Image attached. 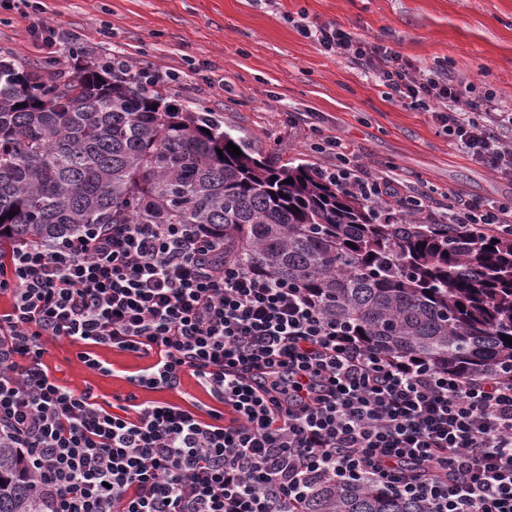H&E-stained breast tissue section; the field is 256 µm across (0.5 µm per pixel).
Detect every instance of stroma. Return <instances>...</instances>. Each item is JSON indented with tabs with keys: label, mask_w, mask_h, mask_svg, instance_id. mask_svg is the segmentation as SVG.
<instances>
[{
	"label": "stroma",
	"mask_w": 512,
	"mask_h": 512,
	"mask_svg": "<svg viewBox=\"0 0 512 512\" xmlns=\"http://www.w3.org/2000/svg\"><path fill=\"white\" fill-rule=\"evenodd\" d=\"M55 31L53 53L36 52L21 15ZM333 23L382 42L420 67L465 76L472 95L512 104V0H0V55L31 67L93 62L119 49L131 67L176 74L162 92L222 117L233 135L277 164L330 168L324 139L335 137L399 194L426 196L424 222L447 221L448 196L512 197V180L451 145L430 113L391 100L351 62L323 51L296 27L300 17ZM79 345L46 343L43 361L71 387L91 389L101 406L135 394L137 403L213 406L193 376L179 389H132L146 359L97 347L103 375L78 360Z\"/></svg>",
	"instance_id": "35a3bbf8"
}]
</instances>
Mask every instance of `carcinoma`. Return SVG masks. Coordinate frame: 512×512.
Returning a JSON list of instances; mask_svg holds the SVG:
<instances>
[{"mask_svg":"<svg viewBox=\"0 0 512 512\" xmlns=\"http://www.w3.org/2000/svg\"><path fill=\"white\" fill-rule=\"evenodd\" d=\"M0 217V247L87 224L201 226L244 266L319 294L371 349L470 377L512 371V231L382 219L309 165L259 158L128 65L100 61L60 82L0 56ZM0 512H40L6 439ZM300 512L429 508L355 481L317 491Z\"/></svg>","mask_w":512,"mask_h":512,"instance_id":"cac0c4a2","label":"carcinoma"}]
</instances>
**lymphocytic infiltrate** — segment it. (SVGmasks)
Returning <instances> with one entry per match:
<instances>
[{"label":"lymphocytic infiltrate","mask_w":512,"mask_h":512,"mask_svg":"<svg viewBox=\"0 0 512 512\" xmlns=\"http://www.w3.org/2000/svg\"><path fill=\"white\" fill-rule=\"evenodd\" d=\"M401 105L432 110L452 144L512 179V108L466 98L458 77L335 24L302 23ZM336 183L371 204L398 197L328 142ZM469 231L512 227V198L456 193ZM0 438L28 463L42 512H298L355 480L431 512H512V378H474L368 349L316 294L244 267L192 224H93L57 244L0 251ZM146 358L129 381L194 376L214 407L128 403L114 413L43 358L47 340Z\"/></svg>","instance_id":"obj_1"}]
</instances>
